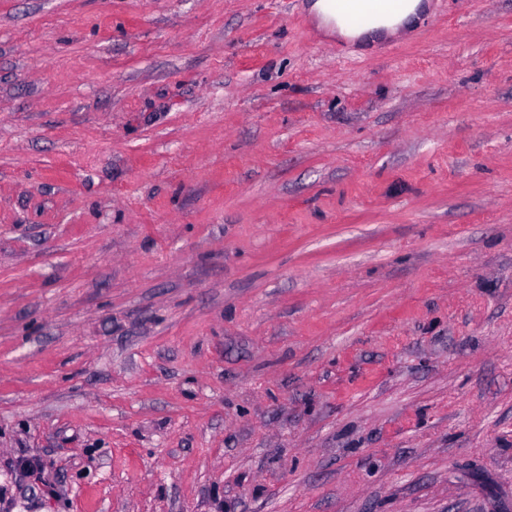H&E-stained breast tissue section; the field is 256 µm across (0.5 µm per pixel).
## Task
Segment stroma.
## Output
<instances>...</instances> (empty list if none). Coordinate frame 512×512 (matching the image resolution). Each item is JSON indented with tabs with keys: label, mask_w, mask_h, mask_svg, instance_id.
Masks as SVG:
<instances>
[{
	"label": "stroma",
	"mask_w": 512,
	"mask_h": 512,
	"mask_svg": "<svg viewBox=\"0 0 512 512\" xmlns=\"http://www.w3.org/2000/svg\"><path fill=\"white\" fill-rule=\"evenodd\" d=\"M311 2L0 0V512H512V0ZM330 9L340 22L364 25L357 33L375 35L383 28H392V23H371L379 18L393 17L405 8V0H330ZM371 23V24H369ZM367 24V25H365Z\"/></svg>",
	"instance_id": "1"
}]
</instances>
